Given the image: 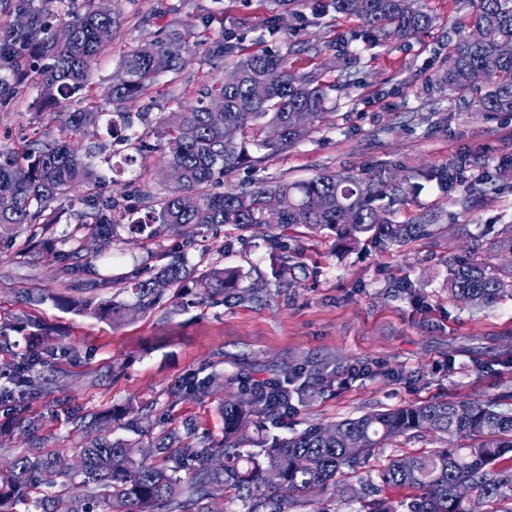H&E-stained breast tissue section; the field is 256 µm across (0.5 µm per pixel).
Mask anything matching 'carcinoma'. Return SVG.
Here are the masks:
<instances>
[{"instance_id": "cac0c4a2", "label": "carcinoma", "mask_w": 512, "mask_h": 512, "mask_svg": "<svg viewBox=\"0 0 512 512\" xmlns=\"http://www.w3.org/2000/svg\"><path fill=\"white\" fill-rule=\"evenodd\" d=\"M13 23L0 34V103L13 100L23 84L40 88L42 107L63 112L59 137L20 151L0 149V244L35 225L56 223L52 205L65 200L77 187L85 188V210L74 232L95 230V237L114 238L117 228L143 232L181 231L183 225L210 228L232 224L243 232L304 225L327 229L337 241L355 248L369 241L381 250L435 234L434 225L422 216L404 223L392 219L405 205L408 194L421 185L405 178L385 181L352 171L322 172L304 181H278L251 190H220L224 178L241 167H255L268 157L298 143L329 115L345 83L327 81L317 72L299 73L289 65L288 54L246 53L239 35L222 32L208 46L214 59L232 60L235 82L217 80L199 90L189 106L178 104V116L162 118L166 142L160 146L162 162L181 169V182L163 194L142 193L145 216L133 218L123 201L103 192L104 177L96 160L110 162L105 146L95 143L80 153L68 139L87 126H98L107 107L121 128L132 127L123 112L126 103L153 102L157 78L179 72L193 58L192 45L175 36H158L123 55L126 79L112 84L105 102L85 93L91 63L112 41H101L102 27L115 28L118 14H100L95 8L71 12L66 23L70 39L57 41L47 4L12 0ZM468 23L454 30L448 41V68L441 83L460 103L463 112L512 113V54L498 51L512 44V0H469ZM315 14L354 17L375 42L405 46L430 29L435 17L421 0H316ZM476 71L487 73L485 83L471 80ZM215 97L224 99V111L210 109ZM234 126L237 135L224 139V129ZM280 135L271 139L268 130ZM492 179H472L456 203L481 204L492 193ZM191 194L197 206L188 210L182 198ZM387 200L384 208L375 203ZM512 254V224L496 235L452 259L448 267L449 298L466 299L481 310L512 299V264L489 262L495 254ZM177 257L144 280L122 288L127 298L109 302L83 301L81 310L113 323L135 313H145L161 299L155 282L167 283L178 299L188 277ZM239 269L209 266L198 273L200 301L221 297L225 302H257L261 291L243 285ZM46 358L37 350L6 360L12 385L0 388V402L12 401L38 386ZM307 369L299 367L281 378H269L249 389V397L224 400V435L217 440L207 432L182 435L163 428L148 442L147 452L130 456L129 442L112 439L107 422L94 420L93 435L80 450L83 468L75 470L59 453L24 452L0 470V512L28 501V495L45 484L43 473L67 477L69 487L46 491L33 500L35 512H224V499L238 502L243 512H292L307 496L325 490L329 482L340 486L354 512H512V393L484 401L436 400L317 424L291 437L275 438L270 445L253 448L250 426L265 429L278 424L298 405L319 394L317 383L295 385ZM212 378L194 376L180 391L208 393ZM127 427L152 430V407L130 411ZM427 435L457 439L455 447L404 452L389 459L380 470L381 485L360 492L349 483L369 466L375 453L400 437ZM406 488L412 494L395 501L382 488Z\"/></svg>"}]
</instances>
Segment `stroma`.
Masks as SVG:
<instances>
[{
	"label": "stroma",
	"instance_id": "1",
	"mask_svg": "<svg viewBox=\"0 0 512 512\" xmlns=\"http://www.w3.org/2000/svg\"><path fill=\"white\" fill-rule=\"evenodd\" d=\"M426 4L433 27L399 50L387 43L342 46L337 35L346 22L315 16L306 7L283 14L277 37H269L262 23L273 9L271 0H112L120 22L111 51L91 64L97 98L105 97L119 74L123 53L153 40L159 29L188 37L196 54L180 73L160 77L149 115L135 124L145 147L131 166L124 163L128 147H119L113 161L122 170L106 183V192L134 207L139 188L167 190L158 120L178 102L194 101L205 84L224 78L229 62L209 59L202 40L234 28L244 15L254 24L243 42L248 50L284 52L292 46L298 53L291 64L298 71L318 69L331 77L347 64L351 86L338 95L326 124L261 166L233 172L225 187L304 180L322 171L401 178L445 170L460 189L478 175H495L512 161V114L460 111L439 83L448 35L466 21L470 7L466 0ZM39 96L28 84L0 105V148L19 150L57 137L58 116L37 110ZM419 214L434 217L436 234L386 252L364 244L346 251L330 231L301 225L276 240L230 224L150 237L122 228L86 274L65 269L25 237L0 245V334L8 339L0 361L21 354L26 341L50 352L38 392L0 404V463L30 449L75 458L88 440L80 418L132 404L152 405L155 428L190 423L219 437V407L225 396L238 395V379L267 378L300 364L323 366L322 392L277 428L280 437L386 408L483 401L512 391V300L474 311L450 301L446 287L450 258L512 224V179L476 208L455 204L436 182H424L398 218ZM175 254L191 268L241 269L262 288V302L203 303L192 286L182 303L162 297L121 325L66 306L70 299H111L124 283L148 278ZM406 282L419 298L401 292ZM450 356L457 364L452 375L444 367ZM362 364L368 367L364 375L339 384V377ZM214 373L231 379V386L202 397L178 394L187 376ZM28 420L38 423L36 435L24 432ZM438 445L429 436L400 439L379 449L352 484H378V469L388 458Z\"/></svg>",
	"mask_w": 512,
	"mask_h": 512
}]
</instances>
